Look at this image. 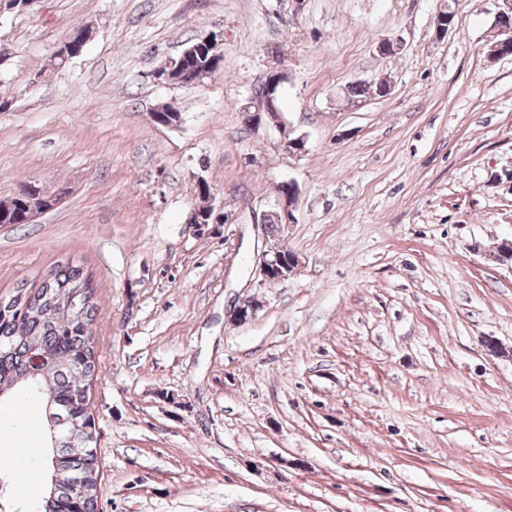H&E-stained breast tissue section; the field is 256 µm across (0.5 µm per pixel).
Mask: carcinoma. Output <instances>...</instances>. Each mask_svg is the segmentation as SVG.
<instances>
[{"label": "carcinoma", "instance_id": "cac0c4a2", "mask_svg": "<svg viewBox=\"0 0 512 512\" xmlns=\"http://www.w3.org/2000/svg\"><path fill=\"white\" fill-rule=\"evenodd\" d=\"M200 38L187 42L178 71L220 72L223 50L199 48ZM372 92L385 96L384 86L352 84L349 99ZM26 223V195L19 191L0 200V224ZM96 288L82 267H57L34 294L22 288L0 295V392L21 423L25 400L43 410L46 454L34 462L48 491L31 512H85L98 498V457L89 452L92 419L89 387L97 373L91 325L98 311Z\"/></svg>", "mask_w": 512, "mask_h": 512}]
</instances>
